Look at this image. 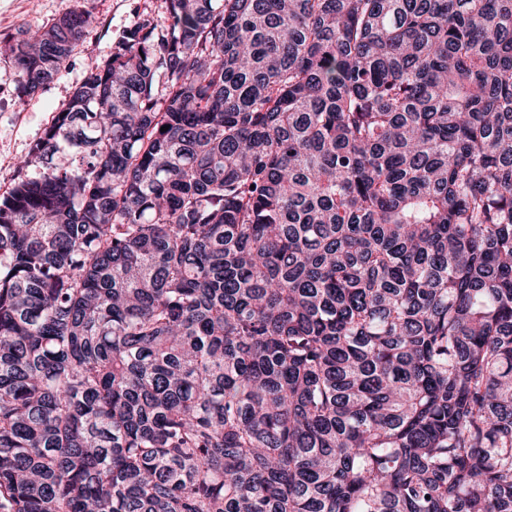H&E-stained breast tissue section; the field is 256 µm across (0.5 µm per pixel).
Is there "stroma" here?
Returning <instances> with one entry per match:
<instances>
[{
    "label": "stroma",
    "instance_id": "35a3bbf8",
    "mask_svg": "<svg viewBox=\"0 0 512 512\" xmlns=\"http://www.w3.org/2000/svg\"><path fill=\"white\" fill-rule=\"evenodd\" d=\"M83 7L93 12L84 44L73 52L63 72L33 97H17L15 69L9 56L0 55V193L11 186L17 160L39 140L76 83L109 55L114 34L134 20L135 9L155 21L163 19L158 0L136 5L131 0H0V41Z\"/></svg>",
    "mask_w": 512,
    "mask_h": 512
}]
</instances>
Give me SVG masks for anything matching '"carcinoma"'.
I'll use <instances>...</instances> for the list:
<instances>
[{
	"label": "carcinoma",
	"mask_w": 512,
	"mask_h": 512,
	"mask_svg": "<svg viewBox=\"0 0 512 512\" xmlns=\"http://www.w3.org/2000/svg\"><path fill=\"white\" fill-rule=\"evenodd\" d=\"M162 2L0 195V512H512V0Z\"/></svg>",
	"instance_id": "carcinoma-1"
}]
</instances>
